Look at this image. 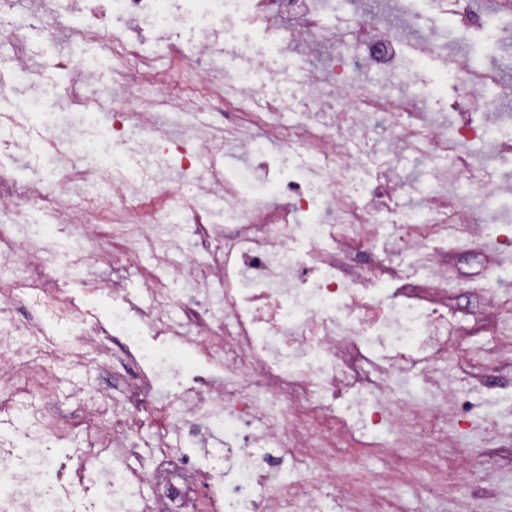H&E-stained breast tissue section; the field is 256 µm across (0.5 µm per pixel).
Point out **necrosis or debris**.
Returning <instances> with one entry per match:
<instances>
[{"mask_svg": "<svg viewBox=\"0 0 512 512\" xmlns=\"http://www.w3.org/2000/svg\"><path fill=\"white\" fill-rule=\"evenodd\" d=\"M381 3L382 21L360 0H49L54 19L83 9L91 22L79 36L105 44L129 73L112 111L126 153L102 158L83 130L56 129L62 103L88 104L82 89L96 71L83 57L66 58L65 85L0 118V147L27 151L37 107L40 140L60 161L46 169L29 153L31 179L0 163V211L14 216L0 224V512H389L372 481L337 483L348 449L373 446L390 429L447 447L448 423L482 400L480 386L466 400L443 389L426 407L402 387L447 358L457 330L441 250L475 234L483 246L512 247L491 211L500 163L512 153L501 136L512 113L491 122L475 114L488 92L512 102V45L499 39L512 30V0ZM109 13L147 30L207 31L193 56L170 49L172 68L191 72L200 90L148 78L143 42L94 26ZM260 13L278 20L277 50L227 35L229 16ZM450 21L457 38L430 37ZM478 42L495 48L479 65ZM9 46L0 97L42 86L25 34L12 32ZM411 51L442 58L462 82L455 122L415 94ZM259 72L283 94L263 98ZM218 107L233 115L223 134L193 133L200 155L183 153L168 177L172 131L162 115ZM255 112L266 116L260 136L250 130ZM287 112L298 116L288 126ZM233 155L243 160L235 183L223 165ZM257 174L278 194L256 193ZM101 179L109 192L95 191ZM30 209L68 227L61 246L47 249L27 232ZM219 218L223 233L201 252L177 230ZM101 234L124 241L113 274L146 258L181 282L179 294L153 283L132 296L116 279L111 327L89 322L58 280ZM347 250L381 261L352 278L337 259ZM410 265L425 271V287H378L380 274L397 278ZM479 290L512 332V271ZM148 335L204 353L210 372L179 389L180 370ZM64 396L80 402L72 424L83 436L66 457L57 446L63 422L48 407ZM174 401L180 419L155 417L154 436L142 439L135 409ZM22 436L36 446H20Z\"/></svg>", "mask_w": 512, "mask_h": 512, "instance_id": "necrosis-or-debris-1", "label": "necrosis or debris"}]
</instances>
